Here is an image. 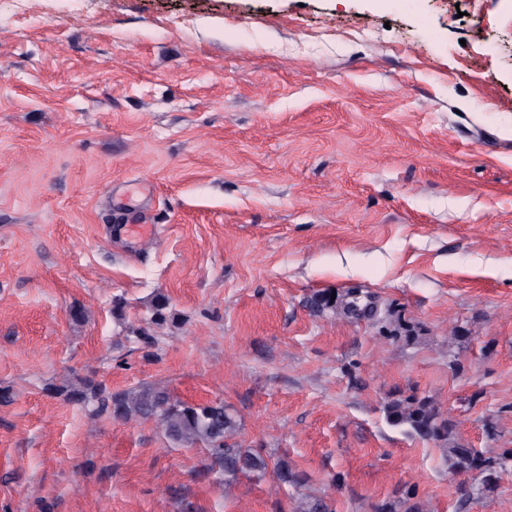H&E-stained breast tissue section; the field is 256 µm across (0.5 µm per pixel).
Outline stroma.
<instances>
[{"label":"stroma","instance_id":"35a3bbf8","mask_svg":"<svg viewBox=\"0 0 512 512\" xmlns=\"http://www.w3.org/2000/svg\"><path fill=\"white\" fill-rule=\"evenodd\" d=\"M87 375L223 401L306 481H225ZM1 389L0 512H512L383 413L512 448V0H0Z\"/></svg>","mask_w":512,"mask_h":512}]
</instances>
